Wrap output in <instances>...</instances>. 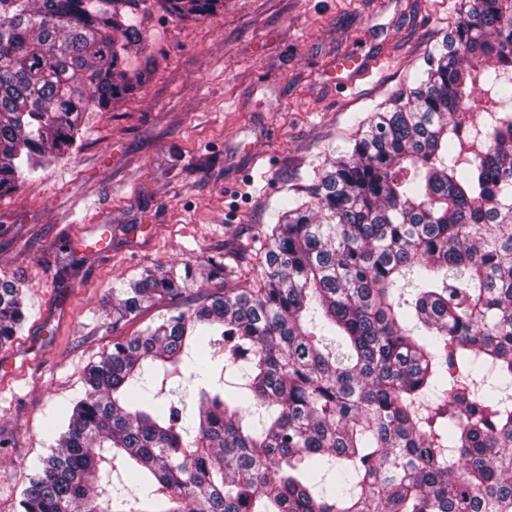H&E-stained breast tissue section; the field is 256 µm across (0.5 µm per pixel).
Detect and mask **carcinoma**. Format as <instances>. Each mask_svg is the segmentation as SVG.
I'll return each mask as SVG.
<instances>
[{
	"mask_svg": "<svg viewBox=\"0 0 512 512\" xmlns=\"http://www.w3.org/2000/svg\"><path fill=\"white\" fill-rule=\"evenodd\" d=\"M148 3L224 7L0 0V193L143 88L154 64L129 17ZM461 11L418 85L284 199L248 287L167 308L86 368L18 512H512V0ZM229 270L210 258L201 277ZM195 286L157 264L112 289L113 313ZM24 298L0 278L1 345Z\"/></svg>",
	"mask_w": 512,
	"mask_h": 512,
	"instance_id": "obj_1",
	"label": "carcinoma"
}]
</instances>
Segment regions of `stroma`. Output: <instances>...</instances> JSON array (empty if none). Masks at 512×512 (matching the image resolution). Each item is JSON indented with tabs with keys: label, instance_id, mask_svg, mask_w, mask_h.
<instances>
[{
	"label": "stroma",
	"instance_id": "obj_1",
	"mask_svg": "<svg viewBox=\"0 0 512 512\" xmlns=\"http://www.w3.org/2000/svg\"><path fill=\"white\" fill-rule=\"evenodd\" d=\"M461 0H224L200 21L143 15L145 87L84 112L79 147L0 193V277L26 321L0 346V512L17 503L117 336L112 314L146 267L259 246L284 196L347 149L354 117L415 87ZM85 245L77 272L58 263Z\"/></svg>",
	"mask_w": 512,
	"mask_h": 512
}]
</instances>
